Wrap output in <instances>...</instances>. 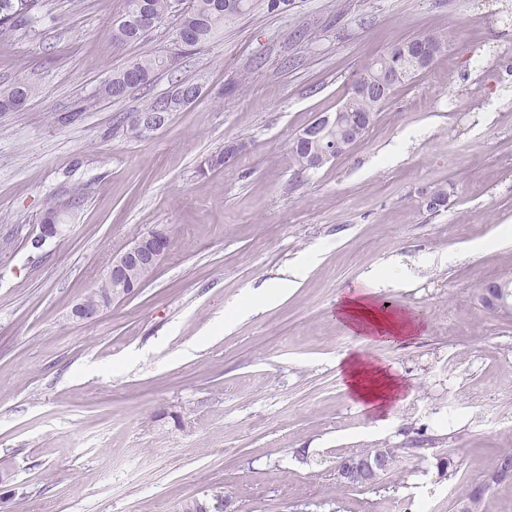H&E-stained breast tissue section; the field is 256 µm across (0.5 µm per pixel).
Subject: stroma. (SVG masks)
<instances>
[{
  "label": "stroma",
  "instance_id": "obj_1",
  "mask_svg": "<svg viewBox=\"0 0 512 512\" xmlns=\"http://www.w3.org/2000/svg\"><path fill=\"white\" fill-rule=\"evenodd\" d=\"M512 0H292L251 13L120 100L114 70L170 48L169 19L112 43L120 0H45L0 42V506L6 512H181L232 499L237 512H512V318L475 294L512 278ZM447 51L398 85L346 155L299 172L293 137L335 112L375 58L410 39ZM182 79L201 96L146 138L126 133L148 98ZM85 112L67 121L68 111ZM228 165L200 164L225 142ZM448 204L421 207L424 187ZM63 232L33 248L44 215ZM167 228L169 252L131 298L71 316L114 253ZM492 241L485 251L473 243ZM394 266L383 289L421 331L374 345L404 383L384 426L345 391L336 361L361 347L333 310L346 288ZM298 277H291L292 268ZM294 288L232 327L248 289ZM391 448L372 487H342L344 457ZM453 475H438L442 459ZM34 89L22 81L16 82L13 86L0 94V112H11V104L15 110H21L27 99L33 94ZM19 96V97H18ZM24 96V97H22ZM27 99H26V98Z\"/></svg>",
  "mask_w": 512,
  "mask_h": 512
}]
</instances>
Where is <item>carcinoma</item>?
Listing matches in <instances>:
<instances>
[{"label":"carcinoma","instance_id":"cac0c4a2","mask_svg":"<svg viewBox=\"0 0 512 512\" xmlns=\"http://www.w3.org/2000/svg\"><path fill=\"white\" fill-rule=\"evenodd\" d=\"M44 0H0V40L13 38L27 29L43 8ZM175 0H122L119 20L112 26V43L122 46L143 39L148 33L146 22L152 18L161 22L173 14ZM290 0H189L187 14L182 24L191 35L187 50H168V54H147L127 63L121 69L112 72L110 81L103 91L106 95L119 99L134 88L150 84L155 74L170 67L185 52L198 50L212 42L224 29L243 15L256 10L268 14H282ZM383 71L399 77L403 82L420 72V64L413 52L411 43L406 42L392 48L386 55L372 62L363 75L370 78ZM34 89L18 81L6 91L0 93V112L12 111L11 104L18 96L30 97ZM381 101L369 98H355L346 105V111L355 115L362 112L375 113ZM115 299L112 280L104 275L97 286L91 289L72 309V315L78 320L86 316H97Z\"/></svg>","mask_w":512,"mask_h":512}]
</instances>
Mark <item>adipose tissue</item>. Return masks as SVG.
<instances>
[{
    "label": "adipose tissue",
    "mask_w": 512,
    "mask_h": 512,
    "mask_svg": "<svg viewBox=\"0 0 512 512\" xmlns=\"http://www.w3.org/2000/svg\"><path fill=\"white\" fill-rule=\"evenodd\" d=\"M395 281V276L391 274L365 279L338 302V320L351 334L359 336L362 343L399 340L418 332V325L409 316L387 310L386 306L377 303L380 288L394 284ZM340 365L347 377L348 387L363 400L367 408L383 410L401 388L394 376L373 366L360 355L343 358Z\"/></svg>",
    "instance_id": "adipose-tissue-1"
}]
</instances>
